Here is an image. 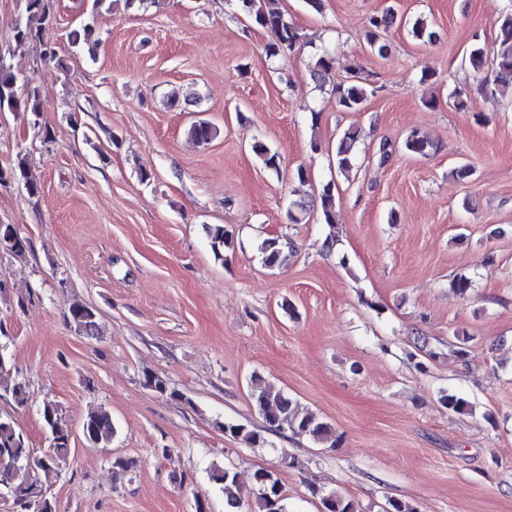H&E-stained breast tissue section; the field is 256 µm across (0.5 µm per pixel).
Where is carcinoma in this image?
Listing matches in <instances>:
<instances>
[{"instance_id":"cac0c4a2","label":"carcinoma","mask_w":512,"mask_h":512,"mask_svg":"<svg viewBox=\"0 0 512 512\" xmlns=\"http://www.w3.org/2000/svg\"><path fill=\"white\" fill-rule=\"evenodd\" d=\"M241 13L254 26L273 34L274 40L267 47V56L278 57L292 54L303 42L299 28L288 21L279 8V0H238ZM53 14L52 0H25L24 15L18 20L8 51L22 52L30 45L40 47V58L46 63L64 67L54 43L45 36ZM397 16L389 9L369 20L366 39L370 47L383 53L385 43L380 41L381 32L394 26ZM498 35L493 63L498 69V78L512 81V13H507L498 21ZM333 58L324 53L316 60L313 80L320 82L332 70ZM336 104L342 112H360L368 100V90L360 76L353 75L348 80L336 84ZM0 112H24L33 125L41 124V105L38 89L29 80L19 77L7 62L6 54L0 52ZM188 136L197 144L205 146L216 136L217 130L207 121H194L187 130ZM358 138V132H344L336 148V165L340 171L352 166L351 152ZM252 151L263 161L266 168H278L276 153L260 141L251 144ZM434 149V144L425 136L412 133L404 142V150L411 154L426 155ZM18 182L23 184L28 195L40 193V184L32 179L27 170L24 154L19 153L16 161L8 168H0V183ZM336 197L334 185L328 183L321 192V213L326 224L334 223ZM207 233L217 258H222L221 250L232 244V235L222 225H210ZM28 249V241L12 224H0V251L21 257ZM288 244L277 238L265 239L261 246L263 263L271 268L279 267L286 261ZM68 319L80 334L93 338L97 323L94 310L87 304L75 300L68 308ZM251 397L255 408L271 431L288 430L295 435L307 436L316 443H327L334 448L337 439L332 426L313 414H300L293 400L281 391H274L262 384L260 377L252 380ZM30 398L26 380L10 375L7 369L6 346L0 344V400H8L23 406ZM41 421L51 437L48 453L41 458L32 455L27 436L10 417L0 416V491L4 490L12 498L14 512H56L55 503L45 493L38 472L46 474L56 471L69 451L71 431L68 428L60 407L53 401L43 403L40 410ZM224 433L248 445L260 443V434L244 425L231 422L218 424ZM87 443L106 446L112 441L114 426L111 416L105 411L88 415L82 425ZM258 490L253 504L243 510L244 500L237 491V476L228 468L215 469L212 480L221 485L225 493V512H287L282 486L275 474L267 469H259L254 474ZM321 512H359L357 504L338 493L321 496Z\"/></svg>"}]
</instances>
